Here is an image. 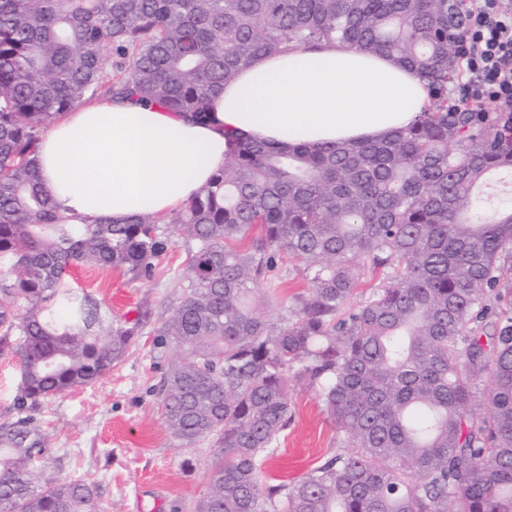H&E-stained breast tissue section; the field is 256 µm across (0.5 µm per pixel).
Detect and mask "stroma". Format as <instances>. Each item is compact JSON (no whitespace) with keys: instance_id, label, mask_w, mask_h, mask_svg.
<instances>
[{"instance_id":"35a3bbf8","label":"stroma","mask_w":512,"mask_h":512,"mask_svg":"<svg viewBox=\"0 0 512 512\" xmlns=\"http://www.w3.org/2000/svg\"><path fill=\"white\" fill-rule=\"evenodd\" d=\"M188 243L172 239L150 278L77 266L78 286L111 316L140 320L125 359L84 388L52 398L37 419L48 436L47 474L95 483L105 512H194L216 457L214 438L187 445L169 430L157 389L176 357L157 330L184 297ZM292 418L266 458L268 481H293L346 447L318 389L290 385ZM191 467H184V460Z\"/></svg>"}]
</instances>
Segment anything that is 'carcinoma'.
I'll list each match as a JSON object with an SVG mask.
<instances>
[{"instance_id": "1", "label": "carcinoma", "mask_w": 512, "mask_h": 512, "mask_svg": "<svg viewBox=\"0 0 512 512\" xmlns=\"http://www.w3.org/2000/svg\"><path fill=\"white\" fill-rule=\"evenodd\" d=\"M463 24L457 0H0V351L21 370L0 512H101L94 484L45 476L33 412L109 373L139 332L72 287L71 266L148 277L166 222L193 250L158 330L178 351L162 412L185 443L218 445L196 512H512V289L498 288L512 208L486 221L475 193L512 174V118L451 104ZM330 42L413 71L418 121L317 148L237 137L168 219L74 224L38 182L40 131L87 96L203 119L252 61ZM299 263L309 287L260 315ZM291 382L319 389L347 450L265 483Z\"/></svg>"}]
</instances>
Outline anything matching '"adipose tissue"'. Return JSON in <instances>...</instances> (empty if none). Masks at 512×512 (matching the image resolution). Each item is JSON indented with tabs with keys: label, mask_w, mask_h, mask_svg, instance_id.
<instances>
[{
	"label": "adipose tissue",
	"mask_w": 512,
	"mask_h": 512,
	"mask_svg": "<svg viewBox=\"0 0 512 512\" xmlns=\"http://www.w3.org/2000/svg\"><path fill=\"white\" fill-rule=\"evenodd\" d=\"M427 103L423 82L390 58L292 47L243 69L203 121L135 99L88 101L47 128L37 162L61 214L90 223L167 214L208 185L232 137L378 140L415 123Z\"/></svg>",
	"instance_id": "adipose-tissue-1"
}]
</instances>
